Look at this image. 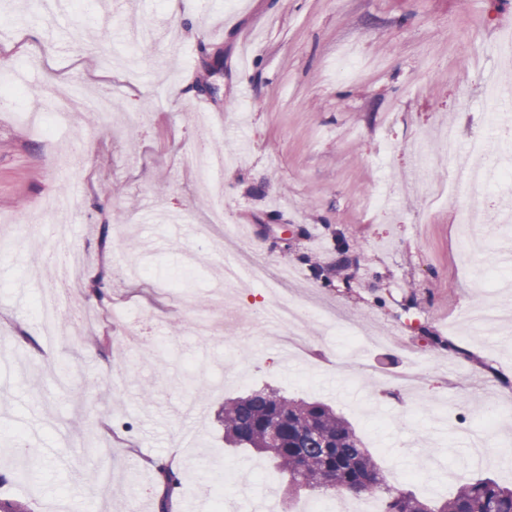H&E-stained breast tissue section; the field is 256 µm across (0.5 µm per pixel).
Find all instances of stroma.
<instances>
[{
  "label": "stroma",
  "mask_w": 512,
  "mask_h": 512,
  "mask_svg": "<svg viewBox=\"0 0 512 512\" xmlns=\"http://www.w3.org/2000/svg\"><path fill=\"white\" fill-rule=\"evenodd\" d=\"M0 26L14 36L4 61L31 67L16 103L107 92L106 118L79 114L66 127H36L0 112V471L12 468L14 436L40 449L39 465L0 487L34 512H155L148 459L175 463L173 512H198L203 492H224L226 512H335L334 494L289 492L261 456L224 446L216 416L225 401L267 386L321 400L345 416L393 484L422 500L452 496L460 478L512 486V467L460 457L461 429L477 428L493 395L512 393V324L473 334L467 312L498 301L512 277L468 262L462 246L492 254L512 246V187L472 200L466 190L428 192L456 171L441 138L483 134V86L504 63L492 52L512 32V0H69L40 19L35 0H0ZM101 56L121 46L125 69L89 68L90 55L57 54L61 37ZM224 54L209 74L200 46ZM140 114L138 125L121 116ZM229 144L220 175L224 223L202 237L209 197L186 164L200 142ZM74 193L65 236L87 266L62 290L40 262L32 214ZM479 205L499 223L472 238L462 218ZM178 213L182 226L156 222ZM249 252L293 269L295 297L357 319L368 336L389 330L408 344L428 336L453 350L426 355L423 382L404 410L377 399L382 379L349 384L335 358L348 338L312 317L302 329L321 356L287 357L256 311L251 279L221 286L225 253ZM106 277V298L84 285ZM53 291L62 325L104 333L117 358L80 337L43 336L37 298ZM250 327L240 348L224 344V311ZM213 335H195L189 316Z\"/></svg>",
  "instance_id": "35a3bbf8"
}]
</instances>
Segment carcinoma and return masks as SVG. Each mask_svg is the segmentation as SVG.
Here are the masks:
<instances>
[{
    "label": "carcinoma",
    "instance_id": "obj_1",
    "mask_svg": "<svg viewBox=\"0 0 512 512\" xmlns=\"http://www.w3.org/2000/svg\"><path fill=\"white\" fill-rule=\"evenodd\" d=\"M274 418L280 420L283 431L277 445L267 437V423ZM218 422L224 428V441L270 459L295 490H337L348 495L380 492L384 494L383 512H512V488L491 479H466L453 497L442 501L420 500L390 485L375 455L350 423L323 402L296 400L262 389L225 402ZM147 464L163 487L159 512H169L179 478L169 464L159 465L152 459ZM0 512H31L30 502L1 497Z\"/></svg>",
    "mask_w": 512,
    "mask_h": 512
}]
</instances>
